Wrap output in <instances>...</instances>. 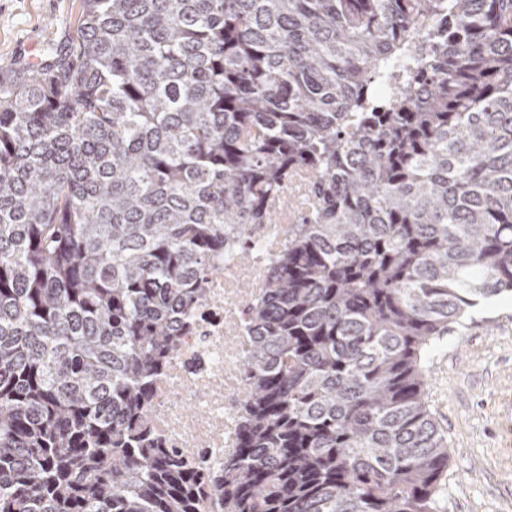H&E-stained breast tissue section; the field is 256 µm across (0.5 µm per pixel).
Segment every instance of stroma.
<instances>
[{
	"instance_id": "obj_1",
	"label": "stroma",
	"mask_w": 512,
	"mask_h": 512,
	"mask_svg": "<svg viewBox=\"0 0 512 512\" xmlns=\"http://www.w3.org/2000/svg\"><path fill=\"white\" fill-rule=\"evenodd\" d=\"M78 0H0V75L61 43ZM426 396L452 457L438 512H512V295L471 309L424 356Z\"/></svg>"
}]
</instances>
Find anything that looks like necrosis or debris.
I'll return each instance as SVG.
<instances>
[{
  "label": "necrosis or debris",
  "mask_w": 512,
  "mask_h": 512,
  "mask_svg": "<svg viewBox=\"0 0 512 512\" xmlns=\"http://www.w3.org/2000/svg\"><path fill=\"white\" fill-rule=\"evenodd\" d=\"M269 224H248L213 257V275L185 316L178 351L158 379L149 412L165 448L185 463L220 472L236 448L251 394V310L287 249L291 224L319 223L322 197L316 172L291 169L267 199Z\"/></svg>",
  "instance_id": "4bbe7bcc"
}]
</instances>
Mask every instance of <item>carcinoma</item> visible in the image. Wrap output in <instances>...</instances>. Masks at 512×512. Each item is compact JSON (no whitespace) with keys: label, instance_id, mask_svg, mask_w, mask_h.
<instances>
[{"label":"carcinoma","instance_id":"carcinoma-1","mask_svg":"<svg viewBox=\"0 0 512 512\" xmlns=\"http://www.w3.org/2000/svg\"><path fill=\"white\" fill-rule=\"evenodd\" d=\"M294 165L321 223L286 227L209 476L152 385ZM510 292L512 0H79L0 78V512H437L422 354Z\"/></svg>","mask_w":512,"mask_h":512}]
</instances>
